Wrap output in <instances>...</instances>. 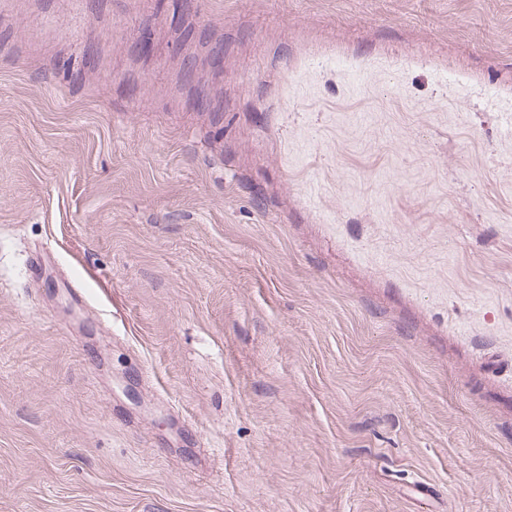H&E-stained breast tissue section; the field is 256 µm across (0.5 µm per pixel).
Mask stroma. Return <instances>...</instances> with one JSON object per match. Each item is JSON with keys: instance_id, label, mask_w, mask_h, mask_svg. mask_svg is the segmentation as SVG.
<instances>
[{"instance_id": "stroma-1", "label": "stroma", "mask_w": 512, "mask_h": 512, "mask_svg": "<svg viewBox=\"0 0 512 512\" xmlns=\"http://www.w3.org/2000/svg\"><path fill=\"white\" fill-rule=\"evenodd\" d=\"M510 113L512 0H0V512H512Z\"/></svg>"}]
</instances>
